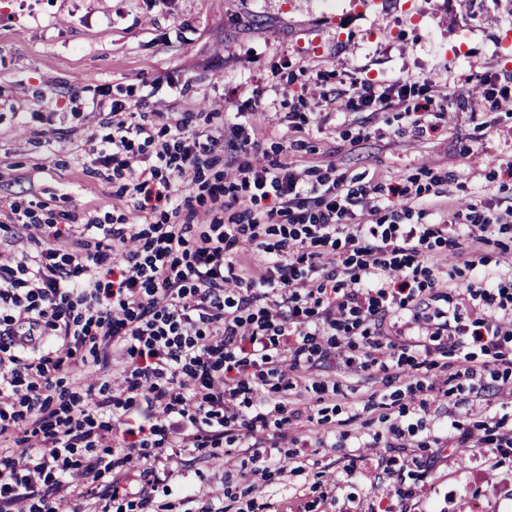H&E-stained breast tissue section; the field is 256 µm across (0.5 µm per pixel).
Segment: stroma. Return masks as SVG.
Here are the masks:
<instances>
[{
    "label": "stroma",
    "mask_w": 512,
    "mask_h": 512,
    "mask_svg": "<svg viewBox=\"0 0 512 512\" xmlns=\"http://www.w3.org/2000/svg\"><path fill=\"white\" fill-rule=\"evenodd\" d=\"M420 85L378 112L347 108L361 81ZM148 111L193 112L206 138L214 113L245 143L238 162L276 161L306 184L343 178L376 189L379 218L391 188L429 202L401 214L403 224L448 216L459 249L476 250L482 270L512 276V230L472 245L470 206L512 207V0H0V206L19 203L40 223L132 224L127 177L90 172L100 129L91 103L102 92ZM469 97L459 108L457 94ZM420 115H413L415 105ZM201 183L187 187L194 206L217 184H234L252 209L271 198L234 182L228 158L214 151ZM483 396L446 367L406 373L379 366L355 375L335 359L321 363L305 394L307 427L319 446L311 464L273 478L263 501L281 512H373L408 490L406 512H512V454H484L475 441L448 435L494 418L512 429V373L485 365ZM436 395L424 418L414 408ZM425 436L388 432L399 407ZM391 461L394 477L383 475ZM355 476H348L349 466ZM164 495L174 512L237 500L251 462L239 445L182 452ZM336 485L324 502L318 482ZM196 502H187L191 490Z\"/></svg>",
    "instance_id": "35a3bbf8"
}]
</instances>
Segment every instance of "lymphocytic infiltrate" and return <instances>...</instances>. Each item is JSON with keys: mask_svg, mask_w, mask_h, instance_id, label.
Segmentation results:
<instances>
[{"mask_svg": "<svg viewBox=\"0 0 512 512\" xmlns=\"http://www.w3.org/2000/svg\"><path fill=\"white\" fill-rule=\"evenodd\" d=\"M103 134L92 163L127 174L138 221L104 228V248L83 229L20 223L0 249V512H170L147 485L166 482L160 463L191 448L236 442L254 481L280 468L291 439L308 462L312 439L287 436L284 402L298 405L307 373L341 345L365 342L364 358L341 356L349 372L380 361L418 367L456 351L458 373L475 378L469 352L512 369V282L479 281L447 310L432 311L448 265L422 263L425 235L455 237V224H391L367 190L342 180L307 186L290 167L237 165L234 175L266 210L215 191L203 215L182 190L199 181L212 146L174 109L135 113L99 100ZM170 208L173 220L153 223ZM288 218V240L272 245L257 227ZM350 245L353 258L328 256ZM316 273L313 286L300 264ZM418 330L373 338L390 315ZM101 385L84 381L88 362Z\"/></svg>", "mask_w": 512, "mask_h": 512, "instance_id": "f902f5d3", "label": "lymphocytic infiltrate"}]
</instances>
